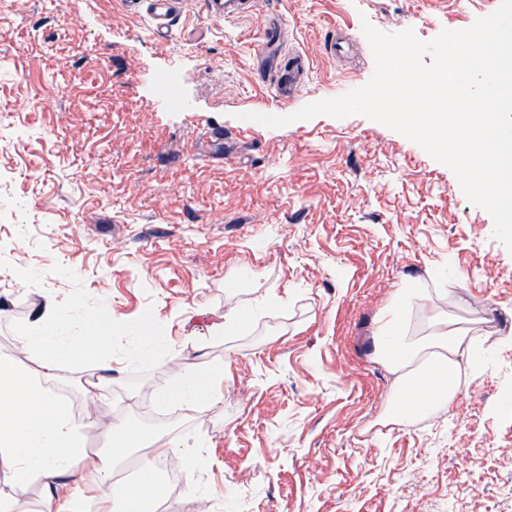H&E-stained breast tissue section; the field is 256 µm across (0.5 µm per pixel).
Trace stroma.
I'll return each mask as SVG.
<instances>
[{
  "label": "stroma",
  "instance_id": "35a3bbf8",
  "mask_svg": "<svg viewBox=\"0 0 512 512\" xmlns=\"http://www.w3.org/2000/svg\"><path fill=\"white\" fill-rule=\"evenodd\" d=\"M500 0H259L226 25L191 0L155 37L142 0H0V357L64 403L90 457L131 424L144 460L180 469L195 493L162 485L154 512H512V253L453 171L366 117L288 115L365 85L374 58L362 20L429 41L491 14ZM310 62L282 100L258 83L269 18ZM352 53L332 58V31ZM175 74L191 111L159 94ZM54 89L56 98L44 97ZM254 283L275 294L260 304ZM422 288L411 329L435 315L469 329L479 370L463 367L446 408L395 420L396 377L374 333L398 289ZM53 301L72 329L111 319L107 369L46 375L19 333ZM249 319L215 332L225 313ZM152 321L166 345L132 351ZM224 375L199 413L157 398L203 365Z\"/></svg>",
  "mask_w": 512,
  "mask_h": 512
}]
</instances>
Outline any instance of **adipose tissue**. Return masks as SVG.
Here are the masks:
<instances>
[{"label":"adipose tissue","mask_w":512,"mask_h":512,"mask_svg":"<svg viewBox=\"0 0 512 512\" xmlns=\"http://www.w3.org/2000/svg\"><path fill=\"white\" fill-rule=\"evenodd\" d=\"M417 289L404 288L398 300L383 315L375 333L379 358L397 375L396 405L415 411L452 403L460 392L462 363L478 364L479 351L466 329L438 316L431 333L416 336L407 327L412 298ZM68 306L49 307L44 320L21 329V340L44 374L50 375L73 361L101 364L109 354V332L99 320H86L81 332L65 331ZM220 366H206L180 378L164 393L163 402L192 411H203L223 374ZM104 439L107 457L93 469L110 493L113 512H147V491L157 483L151 467H144L137 485L112 492L113 457L141 447L143 434L130 426L108 430ZM88 457L78 435L70 427L63 404L43 394L27 380L17 365L0 357V466L13 483L41 485L47 503H60L63 512H77L75 496L60 497L68 478L80 473Z\"/></svg>","instance_id":"1"}]
</instances>
